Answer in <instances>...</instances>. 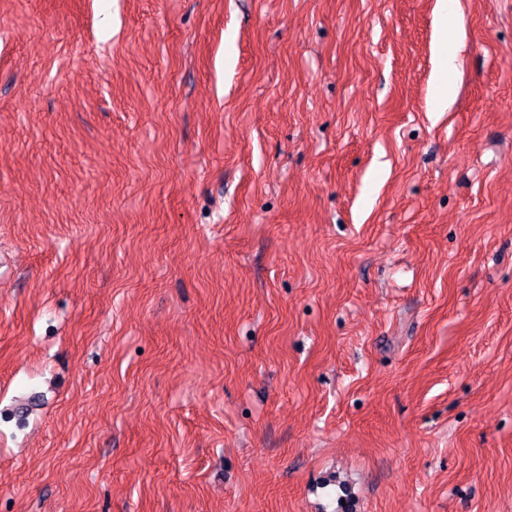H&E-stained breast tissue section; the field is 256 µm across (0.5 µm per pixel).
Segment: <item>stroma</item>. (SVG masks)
I'll return each mask as SVG.
<instances>
[{"label": "stroma", "mask_w": 512, "mask_h": 512, "mask_svg": "<svg viewBox=\"0 0 512 512\" xmlns=\"http://www.w3.org/2000/svg\"><path fill=\"white\" fill-rule=\"evenodd\" d=\"M448 9L0 0V512H512V0Z\"/></svg>", "instance_id": "1"}]
</instances>
